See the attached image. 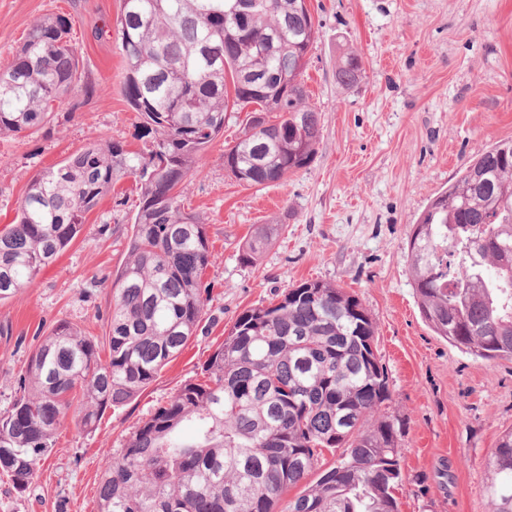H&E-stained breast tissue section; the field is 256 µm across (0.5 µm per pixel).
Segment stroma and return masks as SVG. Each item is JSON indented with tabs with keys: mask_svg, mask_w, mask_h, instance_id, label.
<instances>
[{
	"mask_svg": "<svg viewBox=\"0 0 512 512\" xmlns=\"http://www.w3.org/2000/svg\"><path fill=\"white\" fill-rule=\"evenodd\" d=\"M318 29L304 83L321 113L313 162L254 187L224 168L242 129L231 113L207 149L203 177L182 184L186 209L207 220L211 258L204 319L182 353L138 396L106 409L93 430L61 428L33 488L18 496L0 475V512H97L105 452L195 378L244 310L306 280L355 293L372 316L403 424L400 512H489L485 462L512 429V359L481 360L436 336L408 271L413 226L463 165L512 140V0H308ZM119 0H0V68L33 22L62 14L90 95L59 107L40 131L0 137V228L13 223L31 180L80 148L112 139L143 149L141 116L120 93ZM365 76L336 82L340 50ZM133 178L118 180L66 251L35 284L0 302V410L39 342L68 321L95 341L108 330L105 281L128 261L138 210ZM261 224L281 230L252 263L241 248Z\"/></svg>",
	"mask_w": 512,
	"mask_h": 512,
	"instance_id": "stroma-1",
	"label": "stroma"
}]
</instances>
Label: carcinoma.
<instances>
[{"mask_svg": "<svg viewBox=\"0 0 512 512\" xmlns=\"http://www.w3.org/2000/svg\"><path fill=\"white\" fill-rule=\"evenodd\" d=\"M120 92L143 118L150 148L90 144L36 175L19 219L0 230V301L31 287L80 233L86 215L124 176L140 207L129 261L112 277L108 354L61 321L42 337L11 405L0 411V473L29 491L67 421L83 430L146 389L194 336L209 301L207 224L180 203L201 173L227 112L250 109L224 167L268 186L308 167L321 113L302 82L317 28L307 0H120ZM70 20L35 21L0 70V135L39 130L83 90ZM363 58L346 52L336 82L354 85ZM233 108H228L230 92ZM276 225L242 248L253 262ZM512 140L473 160L437 195L408 243L417 304L430 329L462 352L512 359ZM375 324L353 293L322 281L287 288L243 311L224 342L125 436L97 489L98 512H399L403 490L398 419ZM195 426L192 438L181 431ZM490 512H512V429L485 463ZM319 472L315 483L306 479ZM302 490L279 503L289 489Z\"/></svg>", "mask_w": 512, "mask_h": 512, "instance_id": "cac0c4a2", "label": "carcinoma"}]
</instances>
